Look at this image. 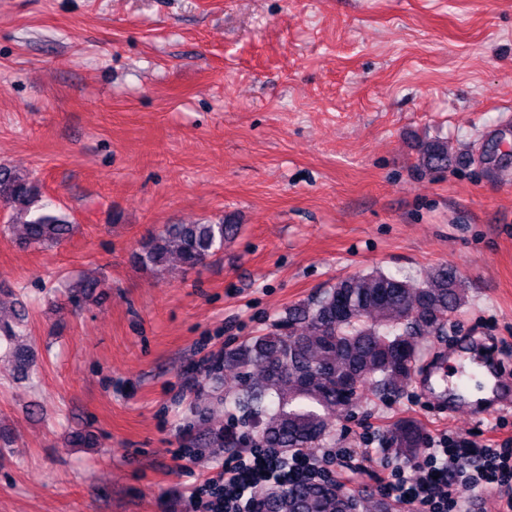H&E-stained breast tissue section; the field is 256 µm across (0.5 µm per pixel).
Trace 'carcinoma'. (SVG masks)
Listing matches in <instances>:
<instances>
[{"mask_svg": "<svg viewBox=\"0 0 512 512\" xmlns=\"http://www.w3.org/2000/svg\"><path fill=\"white\" fill-rule=\"evenodd\" d=\"M427 164L448 161V142L423 146ZM39 185L29 177L0 166V204L8 223L0 234L19 243L44 248L71 238L75 225L47 204L35 206ZM238 224L222 218L206 224H166L134 255L146 270L161 272L170 261L190 270L205 265L224 251ZM108 287L105 275L80 278L69 284V300L83 306L100 298ZM467 282L451 267L437 265L423 277L407 279L373 270L341 278L314 299L288 307L268 332L224 354L211 370L212 399L243 413L257 428L261 448L284 455L318 447L337 415L362 398L390 399L402 393L421 354V343L445 328L466 304ZM25 309L9 320L0 314V339L15 341L24 327ZM15 370L25 376L33 353L16 345L9 350ZM236 372L241 388L224 395L219 386L221 367ZM349 376L346 391L330 383L331 376ZM400 453L414 455L425 441L423 426L412 418L399 419L386 430ZM192 446L233 448L236 440L212 424L207 436H192ZM268 512H342V501L328 498L315 486L297 483L268 504Z\"/></svg>", "mask_w": 512, "mask_h": 512, "instance_id": "carcinoma-1", "label": "carcinoma"}]
</instances>
